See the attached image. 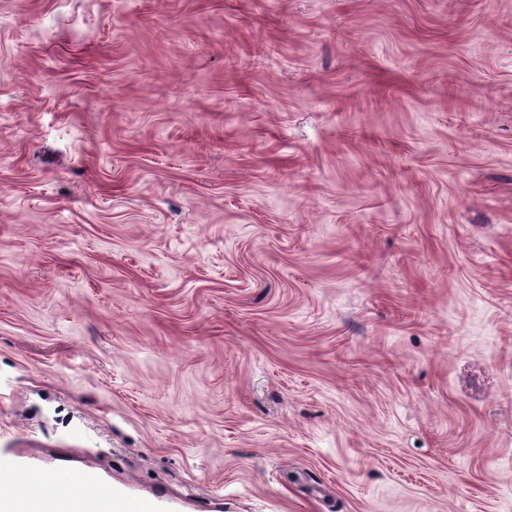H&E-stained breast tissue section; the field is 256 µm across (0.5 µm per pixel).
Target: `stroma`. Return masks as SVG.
<instances>
[{
	"mask_svg": "<svg viewBox=\"0 0 512 512\" xmlns=\"http://www.w3.org/2000/svg\"><path fill=\"white\" fill-rule=\"evenodd\" d=\"M0 448L512 512V0H0Z\"/></svg>",
	"mask_w": 512,
	"mask_h": 512,
	"instance_id": "1",
	"label": "stroma"
}]
</instances>
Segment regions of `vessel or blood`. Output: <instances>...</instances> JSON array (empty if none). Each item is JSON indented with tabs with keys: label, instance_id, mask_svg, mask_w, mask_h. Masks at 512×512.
Instances as JSON below:
<instances>
[{
	"label": "vessel or blood",
	"instance_id": "b4317fda",
	"mask_svg": "<svg viewBox=\"0 0 512 512\" xmlns=\"http://www.w3.org/2000/svg\"><path fill=\"white\" fill-rule=\"evenodd\" d=\"M0 477L12 489L0 494V512H112L113 493L99 478L85 471L74 472L65 491L52 492L50 472L32 478L12 457L0 455Z\"/></svg>",
	"mask_w": 512,
	"mask_h": 512
}]
</instances>
